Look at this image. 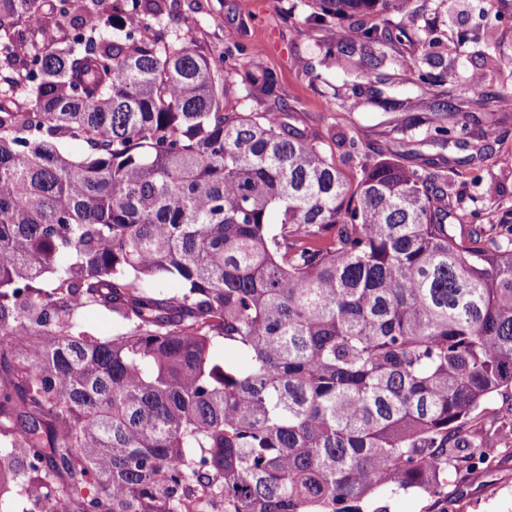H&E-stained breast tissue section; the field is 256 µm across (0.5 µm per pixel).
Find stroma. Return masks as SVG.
I'll return each mask as SVG.
<instances>
[{
    "label": "stroma",
    "instance_id": "stroma-1",
    "mask_svg": "<svg viewBox=\"0 0 512 512\" xmlns=\"http://www.w3.org/2000/svg\"><path fill=\"white\" fill-rule=\"evenodd\" d=\"M169 30L187 35L191 49L220 57L237 44L260 46L256 58L239 56L240 71L259 66L279 77L280 98L271 100L254 94L245 109L249 112L281 111L286 121L317 138L328 156L349 176H361L365 166L389 159L404 167H420L446 180L451 192L467 198L471 181L481 177L494 187L487 200L490 218H501L512 207V170L498 158L512 153V109L495 114L476 112L469 121L468 144L464 147L436 140L430 108L419 102L420 90L410 78L418 52L401 46L398 63L390 69L383 95L398 100L399 108L387 109L367 102L356 110L325 111L324 103L342 89L350 66L347 56L324 59L317 42L321 32L307 20L306 0H168ZM496 44L480 46L461 56L451 41H444L445 60L467 72L485 71L489 77L483 95L494 96L503 81L494 67L498 60L512 57V29H500ZM353 139L356 155L338 148L336 134ZM512 423V389L495 394L466 423L464 433L471 448L453 450L448 468L453 477L448 493L439 498L408 491L375 497L369 512H512V435L500 429L501 421ZM490 456L493 466L457 474L459 463L472 451Z\"/></svg>",
    "mask_w": 512,
    "mask_h": 512
}]
</instances>
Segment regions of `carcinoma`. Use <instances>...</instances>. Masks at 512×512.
<instances>
[{
	"mask_svg": "<svg viewBox=\"0 0 512 512\" xmlns=\"http://www.w3.org/2000/svg\"><path fill=\"white\" fill-rule=\"evenodd\" d=\"M0 0V500L36 512H363L375 493L448 486L468 417L512 386V219L423 169L358 180L278 112H240L270 71L240 73L167 37V0ZM328 58L360 51L326 111L441 32L410 0H311ZM483 0L456 49L512 9ZM69 19L63 37L56 15ZM451 80L480 83L452 65ZM483 98L437 112L462 135ZM77 145L81 153L64 151ZM169 279L174 294L157 289ZM112 314L90 335L79 315ZM85 329L93 336L106 339L117 334L112 315L98 309H88L82 315Z\"/></svg>",
	"mask_w": 512,
	"mask_h": 512,
	"instance_id": "1",
	"label": "carcinoma"
}]
</instances>
